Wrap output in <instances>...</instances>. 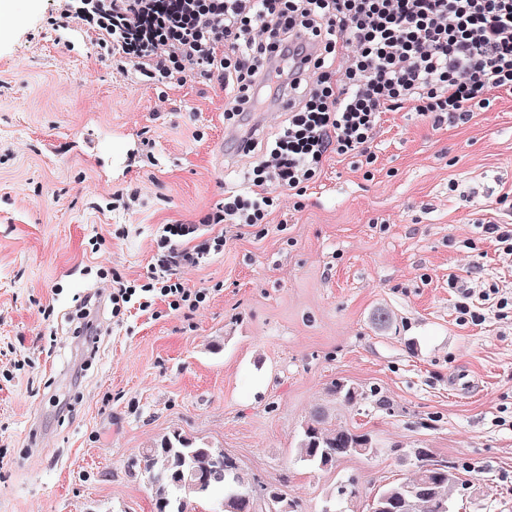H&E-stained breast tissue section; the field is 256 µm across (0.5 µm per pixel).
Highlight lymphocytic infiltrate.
<instances>
[{
  "label": "lymphocytic infiltrate",
  "instance_id": "f902f5d3",
  "mask_svg": "<svg viewBox=\"0 0 512 512\" xmlns=\"http://www.w3.org/2000/svg\"><path fill=\"white\" fill-rule=\"evenodd\" d=\"M56 24L91 35L114 69L149 84L192 79L226 88L224 127L256 148L244 116L291 100L250 191L205 216L256 237L291 196L294 208L331 155L372 165L382 116L402 109L432 125L468 123L474 107L512 96V0H58ZM223 234L163 225L146 277L112 283V312L128 306L195 312L210 299L181 269L222 251Z\"/></svg>",
  "mask_w": 512,
  "mask_h": 512
}]
</instances>
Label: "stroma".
Wrapping results in <instances>:
<instances>
[{"instance_id":"stroma-1","label":"stroma","mask_w":512,"mask_h":512,"mask_svg":"<svg viewBox=\"0 0 512 512\" xmlns=\"http://www.w3.org/2000/svg\"><path fill=\"white\" fill-rule=\"evenodd\" d=\"M54 17V0L0 15V342L16 350L0 360V512H155L129 463L174 429L224 448L298 512H365L410 475V448L459 469L455 512H512V319L490 308L459 324L448 286L453 274L512 292V259L481 228L512 224L495 203L512 191V97L463 126L385 114L371 172L331 158L304 208L275 214L284 230L228 236L182 271L211 289L204 309L116 320L97 301L109 331L90 356L70 318L99 290V266L146 275L158 225L244 190L252 158L234 153L220 87L143 85L94 43L70 47ZM137 186L138 211L109 210L113 192ZM461 377L468 389L454 387ZM336 381L377 396L334 401ZM318 407L369 433L376 454L300 462ZM345 486L355 498L339 496Z\"/></svg>"}]
</instances>
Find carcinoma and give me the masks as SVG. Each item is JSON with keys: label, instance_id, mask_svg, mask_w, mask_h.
<instances>
[{"label": "carcinoma", "instance_id": "obj_1", "mask_svg": "<svg viewBox=\"0 0 512 512\" xmlns=\"http://www.w3.org/2000/svg\"><path fill=\"white\" fill-rule=\"evenodd\" d=\"M330 395L354 405L367 399L365 392L344 382ZM366 432L327 424L315 412L303 426L297 458L318 469L331 467L348 456L376 453ZM412 476L384 484L374 494L369 512H452V497L463 484L458 469L434 466L427 448H411ZM131 466L139 468L151 487L156 512H192L193 503L207 501L210 512H258L250 474L224 449L174 429L142 449ZM266 496L276 512H297L296 501L269 486Z\"/></svg>", "mask_w": 512, "mask_h": 512}]
</instances>
